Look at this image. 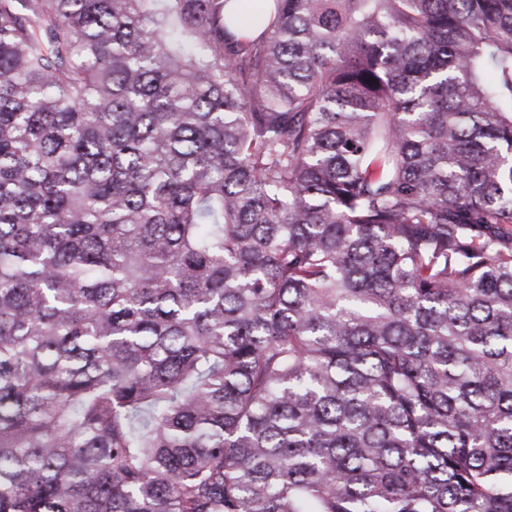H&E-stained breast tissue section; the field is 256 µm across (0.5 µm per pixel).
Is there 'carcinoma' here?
Instances as JSON below:
<instances>
[{"instance_id":"carcinoma-1","label":"carcinoma","mask_w":512,"mask_h":512,"mask_svg":"<svg viewBox=\"0 0 512 512\" xmlns=\"http://www.w3.org/2000/svg\"><path fill=\"white\" fill-rule=\"evenodd\" d=\"M0 512H512V0H0Z\"/></svg>"}]
</instances>
